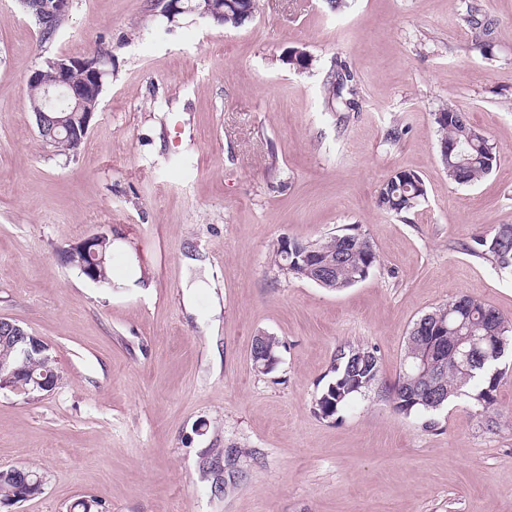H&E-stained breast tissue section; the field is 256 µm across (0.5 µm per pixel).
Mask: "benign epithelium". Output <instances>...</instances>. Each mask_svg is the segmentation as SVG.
Listing matches in <instances>:
<instances>
[{
	"instance_id": "obj_1",
	"label": "benign epithelium",
	"mask_w": 512,
	"mask_h": 512,
	"mask_svg": "<svg viewBox=\"0 0 512 512\" xmlns=\"http://www.w3.org/2000/svg\"><path fill=\"white\" fill-rule=\"evenodd\" d=\"M23 9L39 19H48L58 25L69 17L73 0H20ZM55 71L53 82L45 84L41 80V69L30 70L27 84L40 92V104L34 106L33 113L40 137L46 146L52 141L45 134V122H50L52 130L64 133L65 137L79 143L90 129L93 113L87 111L90 104L100 96L104 78L109 71L104 68L100 52L95 51L84 58L57 56L47 61ZM112 244V231H101L74 243L65 250V260L79 268L90 281L104 284L96 274L99 263L105 259V246ZM0 329L7 335L17 337L21 344L20 364L9 375L0 379V388L11 392L18 391L15 375H23L32 384L27 393L39 396L51 393L58 380L42 373L38 379L29 373L27 362L52 361L50 347L39 337L30 334L18 322L0 318Z\"/></svg>"
}]
</instances>
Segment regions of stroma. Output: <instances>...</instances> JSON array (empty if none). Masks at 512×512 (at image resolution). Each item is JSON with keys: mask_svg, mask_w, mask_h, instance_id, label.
Returning a JSON list of instances; mask_svg holds the SVG:
<instances>
[{"mask_svg": "<svg viewBox=\"0 0 512 512\" xmlns=\"http://www.w3.org/2000/svg\"><path fill=\"white\" fill-rule=\"evenodd\" d=\"M112 52L89 133L73 158L38 134L26 79L45 57ZM302 49L312 64L286 63ZM355 108L331 111L332 60ZM465 112L499 163L471 185L439 160L435 115ZM426 194L380 210L394 171ZM512 224V0H259L239 28L154 0H74L42 43L18 0H0V317L50 347L62 378L29 399L0 393V467L26 465L42 494L0 512H512V360L491 411L466 397L404 416L386 391L424 314L468 296L512 321V276L473 252ZM113 227L103 287L64 262ZM381 264L331 291L269 263L288 237L344 228ZM198 256L202 266H186ZM219 273L210 297L184 286ZM281 342L268 374L255 336ZM373 348L381 386L330 419L313 399L339 346ZM242 448L223 497L212 449ZM337 67V69H336ZM353 77L346 67L341 62L334 61L332 65V80L324 84V99L328 105L333 104L334 101L343 98V92L353 95L354 89L352 86Z\"/></svg>", "mask_w": 512, "mask_h": 512, "instance_id": "35a3bbf8", "label": "stroma"}]
</instances>
